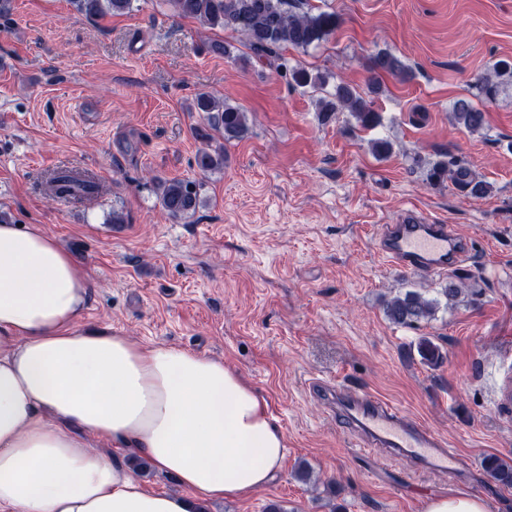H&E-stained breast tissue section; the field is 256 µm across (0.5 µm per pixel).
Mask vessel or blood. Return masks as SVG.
<instances>
[{
	"label": "vessel or blood",
	"mask_w": 512,
	"mask_h": 512,
	"mask_svg": "<svg viewBox=\"0 0 512 512\" xmlns=\"http://www.w3.org/2000/svg\"><path fill=\"white\" fill-rule=\"evenodd\" d=\"M374 240L393 266L411 273L447 271L466 261L471 251L470 242L453 234L448 225L411 209L398 223L378 225ZM309 386L361 433L364 446L411 454L442 469L453 463L444 440L390 402L367 390L343 389L318 378Z\"/></svg>",
	"instance_id": "obj_1"
}]
</instances>
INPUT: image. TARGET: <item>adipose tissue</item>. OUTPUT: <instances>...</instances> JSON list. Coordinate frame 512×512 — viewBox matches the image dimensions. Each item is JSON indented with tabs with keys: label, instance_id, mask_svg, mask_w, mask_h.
<instances>
[{
	"label": "adipose tissue",
	"instance_id": "obj_1",
	"mask_svg": "<svg viewBox=\"0 0 512 512\" xmlns=\"http://www.w3.org/2000/svg\"><path fill=\"white\" fill-rule=\"evenodd\" d=\"M89 298L55 237L0 224V512H190L182 496L145 491L95 440L202 500L265 487L286 441L264 398L223 361L83 330Z\"/></svg>",
	"mask_w": 512,
	"mask_h": 512
}]
</instances>
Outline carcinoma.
<instances>
[{"label":"carcinoma","mask_w":512,"mask_h":512,"mask_svg":"<svg viewBox=\"0 0 512 512\" xmlns=\"http://www.w3.org/2000/svg\"><path fill=\"white\" fill-rule=\"evenodd\" d=\"M134 0H71L76 10L88 17L106 13L122 14L132 8ZM178 15L193 18L212 27H222L241 35L250 49L259 57L269 55L282 48L306 49L327 40L338 27L339 17L334 12L293 10L289 0H171ZM370 89L381 92L380 79L391 76L402 81L412 78V71L405 62L388 49L377 51L370 60ZM291 80L298 86H322L325 77L303 68L289 72ZM512 81V62L498 61L483 76L477 79L478 95L493 99L500 86ZM193 109L205 114L207 128L197 135L207 141L217 134L224 141L242 138L248 131V112L242 107L201 93L196 96ZM318 111L328 121L336 112L347 111L364 130L379 123V114L371 102L365 100L350 85L339 82L332 93L318 102ZM455 122L471 133L486 127L485 112L468 97L457 99L452 106ZM196 166L202 175L224 170V147L218 145L200 151ZM450 180L464 196L480 199L492 192V184L479 177L465 162L450 158L428 164L427 180L438 185ZM45 194L58 199L69 195L76 203L91 199L101 190L97 178L77 169H61L46 174L41 181ZM202 183L184 179L160 180L155 191L166 214L174 219L187 218L196 213L200 205ZM465 288L452 279L440 289L445 306L460 302ZM440 306L437 298H427L417 291H407L385 302L384 312L396 325L412 326L435 317ZM489 477L504 487H512V463L495 456H487L483 462Z\"/></svg>","instance_id":"cac0c4a2"}]
</instances>
